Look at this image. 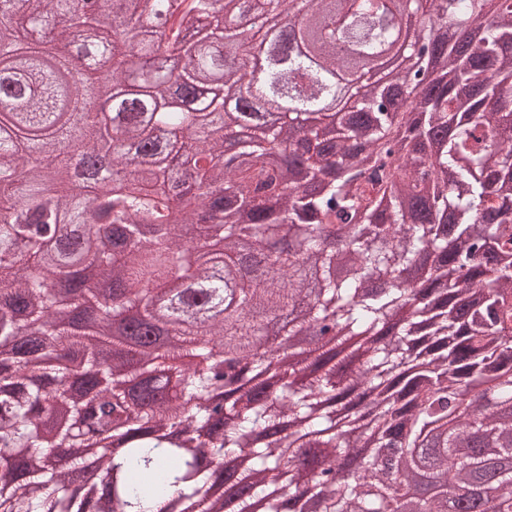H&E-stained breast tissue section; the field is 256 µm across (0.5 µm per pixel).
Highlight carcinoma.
Here are the masks:
<instances>
[{
  "mask_svg": "<svg viewBox=\"0 0 512 512\" xmlns=\"http://www.w3.org/2000/svg\"><path fill=\"white\" fill-rule=\"evenodd\" d=\"M10 0L0 10V448L13 449L0 469L3 512H82L65 488L87 471L85 448L114 424H128L127 447L98 467L107 483L98 512H154L177 495L190 512H304V493L275 497L283 474L278 435L285 422L305 424V470L312 481L362 443L360 476L321 485L323 512H453L458 492L483 470L500 491L484 512H512V468L490 464L485 449L512 455V0H421L401 73L431 71L421 97L396 101L401 83L374 69L351 81L326 127L309 123L336 95L338 63L320 26L339 19L338 37L371 56L390 34L380 0H109L100 14L84 0ZM497 13L493 25L488 12ZM307 17L309 55L282 47L265 73L263 104L243 96L235 66L267 33L243 24ZM146 20L135 41H109L117 23ZM480 37L463 48L457 31ZM108 64L93 88L112 101L122 131L113 155H139L120 191H73L67 146L92 150L107 130L78 122L87 111V73ZM496 79L481 78L487 68ZM224 78V93L198 100L199 87ZM252 112H268L238 140L227 165L226 131ZM188 129V140L178 131ZM301 134L274 161L268 146ZM328 226L349 250L352 266L332 279L336 253ZM198 240L219 239L206 253ZM262 254L279 276L240 289L239 310L219 323L165 321L152 281L192 306L238 274L233 257ZM432 260L414 296L416 314L394 321L408 304L405 288L373 289L398 280L420 250ZM112 282L122 299L112 315L136 310L122 337L102 319L83 273ZM333 310L337 336L366 340L359 365L336 371L319 322ZM281 323L282 341L312 339L288 382L255 384L235 396L232 380L209 362L229 346L227 365L253 360L263 343L257 315ZM39 326L20 333L18 323ZM55 360L34 389L28 366ZM80 417L82 439L68 428L61 459L33 435L56 410ZM220 398L224 418L207 401ZM477 446L465 450L463 439ZM428 438L437 472L422 469L417 449ZM252 448L242 471L214 470L204 449L233 455Z\"/></svg>",
  "mask_w": 512,
  "mask_h": 512,
  "instance_id": "carcinoma-1",
  "label": "carcinoma"
}]
</instances>
